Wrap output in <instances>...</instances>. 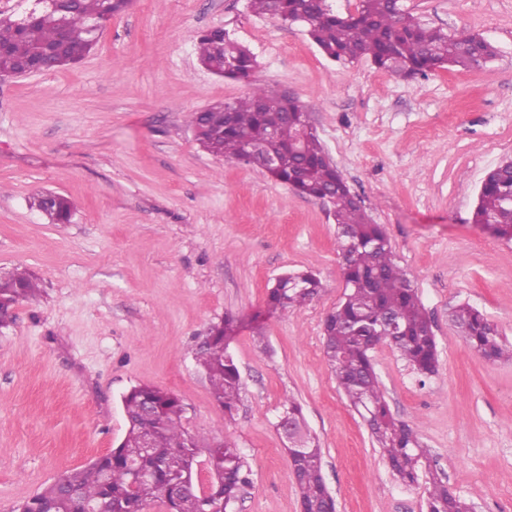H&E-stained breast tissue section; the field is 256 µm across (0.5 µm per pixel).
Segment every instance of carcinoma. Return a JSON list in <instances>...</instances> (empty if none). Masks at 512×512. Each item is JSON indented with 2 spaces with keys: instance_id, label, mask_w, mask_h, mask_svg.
I'll use <instances>...</instances> for the list:
<instances>
[{
  "instance_id": "cac0c4a2",
  "label": "carcinoma",
  "mask_w": 512,
  "mask_h": 512,
  "mask_svg": "<svg viewBox=\"0 0 512 512\" xmlns=\"http://www.w3.org/2000/svg\"><path fill=\"white\" fill-rule=\"evenodd\" d=\"M131 0H65L50 11L41 5L14 18L0 11V73L22 65L42 70L65 68L82 60L96 44L91 26L123 13ZM252 11L292 26L303 16V31L319 51L333 61L366 59L401 80L413 81L444 69H473L491 62L495 47L474 32L450 33L430 26L405 10L399 0H360L359 15L327 7L326 0H249ZM199 63L211 73L248 85L234 102L189 113L200 145L216 158L243 160L257 144L277 159L268 171L298 194L330 200L336 238L343 260L344 292L322 323L323 350L338 387L367 422L392 471L403 481L417 477L423 456L416 432L390 412L371 351L392 347L422 376L435 373L436 337L430 317L406 271L398 264L383 227L373 223L351 194L335 164L326 161L316 132L291 150L299 124L295 114L306 111L297 99L253 82L254 55L214 27L197 37ZM32 206L51 224H67L72 203L63 195L43 192ZM472 222L492 236L512 242V159L486 172ZM323 289L308 271H290L268 294L273 309L301 306ZM40 288L25 270L0 277V328L13 323L11 310L38 295ZM453 324L462 340L490 362L512 360L497 327L481 311L466 304L457 308ZM231 324L211 328L196 354L197 365L211 386L213 398L233 417L242 380L229 352ZM127 430L107 454L80 470L61 475L43 491L24 501L18 512H84L93 505L101 512H143L158 502L167 512H211L221 503L233 506L250 485V469L237 445L183 425L184 406L173 393L152 385H135L122 397ZM282 413L292 426L285 450L299 491L302 512H336L321 468V448L306 428L302 407L290 397ZM152 448H142L145 437ZM207 459L210 494L200 497L196 473L199 458ZM428 512H470L442 481L429 490Z\"/></svg>"
}]
</instances>
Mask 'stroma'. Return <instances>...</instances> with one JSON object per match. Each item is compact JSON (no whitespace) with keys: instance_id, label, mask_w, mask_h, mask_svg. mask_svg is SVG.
<instances>
[{"instance_id":"1","label":"stroma","mask_w":512,"mask_h":512,"mask_svg":"<svg viewBox=\"0 0 512 512\" xmlns=\"http://www.w3.org/2000/svg\"><path fill=\"white\" fill-rule=\"evenodd\" d=\"M403 3L480 33L496 59L407 83L330 60L248 0H132L80 63L0 80V274L29 270L41 288L0 329V512L116 446L121 397L143 383L174 393L187 427L245 455L251 484L233 512H301L276 427L288 398L319 440L336 512H427L435 479L472 512H512V362L486 361L448 321L466 302L512 342V243L471 221L485 171L512 157V0ZM212 27L250 49L258 84L307 106L432 321L436 374L386 345L371 353L392 415L428 450L416 482L392 473L323 356L322 320L344 285L329 205L213 157L188 125L247 91L200 67L196 36ZM44 189L73 202L70 223L31 208ZM291 269L315 273L322 292L270 310ZM227 318L243 380L231 418L194 361Z\"/></svg>"}]
</instances>
